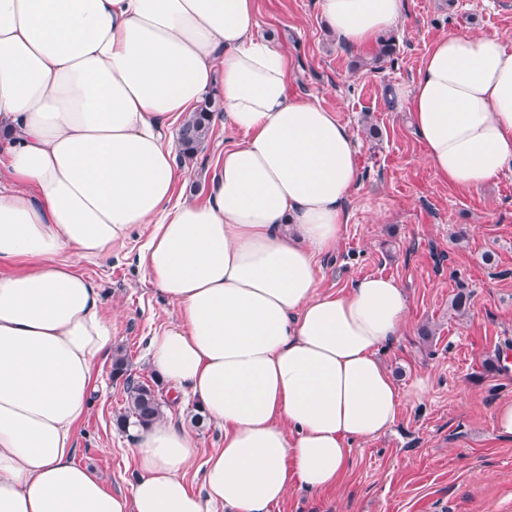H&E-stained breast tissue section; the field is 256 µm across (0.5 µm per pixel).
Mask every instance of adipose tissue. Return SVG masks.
Here are the masks:
<instances>
[{"mask_svg":"<svg viewBox=\"0 0 512 512\" xmlns=\"http://www.w3.org/2000/svg\"><path fill=\"white\" fill-rule=\"evenodd\" d=\"M318 4L356 51L406 11ZM255 26L254 0H0V512H271L290 487L337 485L349 441L395 422L403 394L379 353L404 326L402 288L320 289L360 182L355 137L289 95L293 62ZM212 92L243 138L198 202L178 189L176 128ZM399 95L441 182L472 191L512 170L503 38L439 36ZM143 229L138 266L177 309L150 367L224 429L198 492L185 424L132 426L127 496L75 459L114 349L104 291L75 261Z\"/></svg>","mask_w":512,"mask_h":512,"instance_id":"obj_1","label":"adipose tissue"}]
</instances>
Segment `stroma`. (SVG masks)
<instances>
[{"label": "stroma", "mask_w": 512, "mask_h": 512, "mask_svg": "<svg viewBox=\"0 0 512 512\" xmlns=\"http://www.w3.org/2000/svg\"><path fill=\"white\" fill-rule=\"evenodd\" d=\"M256 35L294 61L289 91L309 97L352 130L362 173L350 221L323 260L322 291L367 275L397 280L408 312L397 343L380 358L405 395L385 433L350 444L341 483L317 494L289 489L271 512H512V437L493 425L496 403L512 399V172L476 191L440 182L422 157L398 88L409 85L432 42L466 30L512 39V0H408L393 31L396 51L384 62L336 43L317 0H256ZM241 133L214 122L209 140L183 162L185 197L205 195L213 166ZM132 237L111 260L77 268L107 295L115 348L129 375L154 380L146 338L177 317L174 305L135 263ZM471 293L467 314L451 301ZM427 390L415 396L414 385ZM123 378L111 361L97 368L91 406L76 428V458L110 491L130 494L133 439L117 419L125 411ZM166 420L194 424L196 458L204 460L224 431L199 420L194 399L158 385Z\"/></svg>", "instance_id": "1"}]
</instances>
